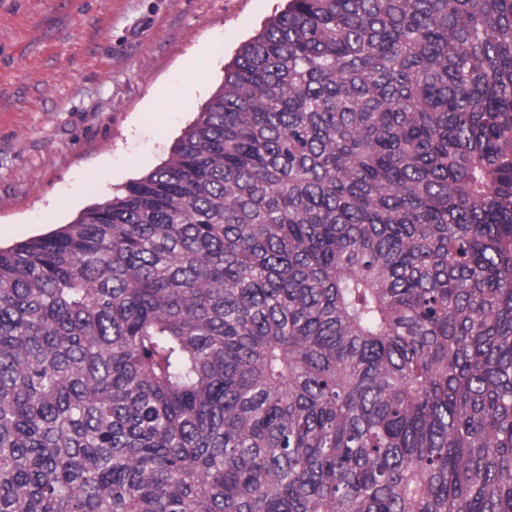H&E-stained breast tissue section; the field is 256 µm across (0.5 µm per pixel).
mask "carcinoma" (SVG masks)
Returning a JSON list of instances; mask_svg holds the SVG:
<instances>
[{
	"mask_svg": "<svg viewBox=\"0 0 512 512\" xmlns=\"http://www.w3.org/2000/svg\"><path fill=\"white\" fill-rule=\"evenodd\" d=\"M0 512H512V0H288L0 248Z\"/></svg>",
	"mask_w": 512,
	"mask_h": 512,
	"instance_id": "1",
	"label": "carcinoma"
}]
</instances>
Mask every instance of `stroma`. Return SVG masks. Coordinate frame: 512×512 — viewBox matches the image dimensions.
Segmentation results:
<instances>
[{
    "label": "stroma",
    "instance_id": "35a3bbf8",
    "mask_svg": "<svg viewBox=\"0 0 512 512\" xmlns=\"http://www.w3.org/2000/svg\"><path fill=\"white\" fill-rule=\"evenodd\" d=\"M285 0H0V247L162 165ZM220 42L203 85L181 69ZM181 107L145 119L155 93Z\"/></svg>",
    "mask_w": 512,
    "mask_h": 512
}]
</instances>
